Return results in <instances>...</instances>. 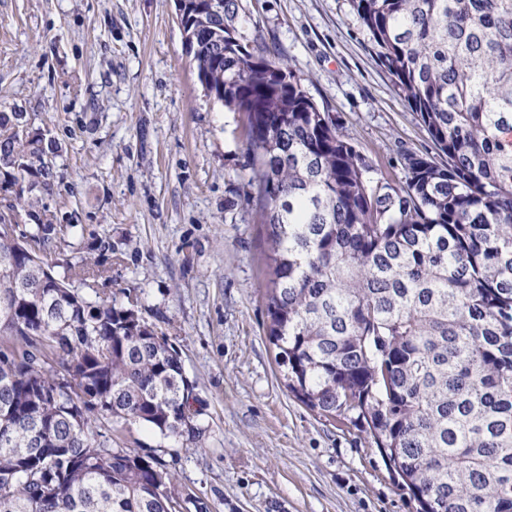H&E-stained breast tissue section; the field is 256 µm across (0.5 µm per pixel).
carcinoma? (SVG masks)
<instances>
[{"label":"carcinoma","mask_w":512,"mask_h":512,"mask_svg":"<svg viewBox=\"0 0 512 512\" xmlns=\"http://www.w3.org/2000/svg\"><path fill=\"white\" fill-rule=\"evenodd\" d=\"M446 162L373 181L288 63L243 33L241 0H179L207 93L246 117L266 335L285 387L369 433L433 512H512V0H350ZM0 115V189L45 170ZM0 221V512H181L164 465L98 417L192 436L193 384L128 308L85 297ZM83 262L70 278L90 285Z\"/></svg>","instance_id":"carcinoma-1"}]
</instances>
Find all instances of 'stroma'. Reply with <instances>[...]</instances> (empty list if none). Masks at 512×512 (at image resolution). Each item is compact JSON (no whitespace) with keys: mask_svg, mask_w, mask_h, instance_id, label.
<instances>
[{"mask_svg":"<svg viewBox=\"0 0 512 512\" xmlns=\"http://www.w3.org/2000/svg\"><path fill=\"white\" fill-rule=\"evenodd\" d=\"M246 32L287 60L374 177L442 160L349 0H242ZM0 112L42 133L54 275L87 261L99 299L165 333L194 383L197 444L145 427L114 444L164 464L209 512H416L369 436L285 388L265 335V246L243 180L244 114L210 97L174 0H0Z\"/></svg>","mask_w":512,"mask_h":512,"instance_id":"obj_1","label":"stroma"}]
</instances>
